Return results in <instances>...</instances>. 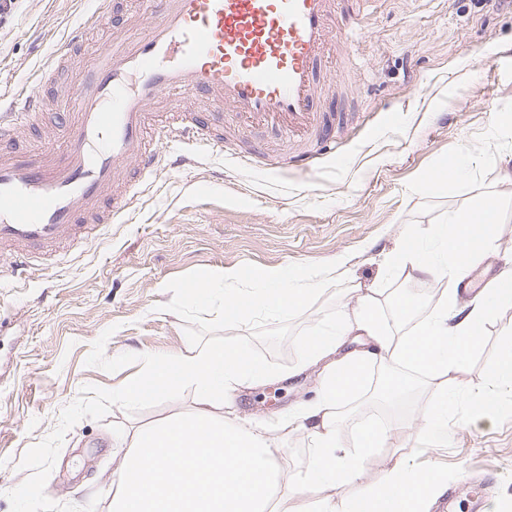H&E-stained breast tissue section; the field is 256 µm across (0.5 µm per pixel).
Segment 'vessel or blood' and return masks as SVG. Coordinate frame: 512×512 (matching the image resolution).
Listing matches in <instances>:
<instances>
[{"label": "vessel or blood", "mask_w": 512, "mask_h": 512, "mask_svg": "<svg viewBox=\"0 0 512 512\" xmlns=\"http://www.w3.org/2000/svg\"><path fill=\"white\" fill-rule=\"evenodd\" d=\"M147 30L106 42L54 114L63 147L20 151L16 129L37 122L43 102L23 90L0 109V254L26 267L55 253L85 224H109L127 210L142 179L161 165L149 131L215 148L232 112L244 125L271 124L282 137L315 142L294 163L333 153L328 119L316 106L332 76L324 59L342 30L336 0H137ZM207 90L212 108L181 105ZM167 102L154 127L152 112Z\"/></svg>", "instance_id": "b4317fda"}]
</instances>
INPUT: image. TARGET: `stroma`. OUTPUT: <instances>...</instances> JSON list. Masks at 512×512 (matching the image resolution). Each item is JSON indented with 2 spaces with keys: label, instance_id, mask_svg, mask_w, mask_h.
<instances>
[{
  "label": "stroma",
  "instance_id": "stroma-1",
  "mask_svg": "<svg viewBox=\"0 0 512 512\" xmlns=\"http://www.w3.org/2000/svg\"><path fill=\"white\" fill-rule=\"evenodd\" d=\"M338 22L354 39L332 45L339 81H327L321 111L335 113L336 153L301 169L293 148L270 129H240L225 115L220 151L189 153L161 167L115 223L90 239L65 244L55 260L17 272L0 261V512H108L107 492L124 450L123 434L188 413L187 384L134 402L113 395L145 371V358L184 348L185 323L165 306L166 284L196 269L285 267L343 259L322 303L297 318L314 324L325 302L356 304L355 284L378 290L383 313L406 287L384 258L404 229L429 240L474 187L496 195L502 219L483 259L491 275L512 270V6L496 0H340ZM125 0L100 13L99 0H9L0 10V97L37 89L45 108L71 90L97 44L144 28ZM51 80L39 70L73 35ZM454 172H447V161ZM437 180L426 183L428 175ZM512 332V308L483 329L479 348L451 387L458 401L497 358ZM279 358L286 372L241 390L238 423L279 433L298 402L314 398L319 367L295 363L291 343ZM374 382L341 407L343 442L382 416L386 437L367 465L377 480L397 460L442 472L448 512H512V405L489 424L461 423L447 440L419 448L429 389L396 399L378 395L389 372L371 362Z\"/></svg>",
  "mask_w": 512,
  "mask_h": 512
}]
</instances>
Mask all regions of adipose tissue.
<instances>
[{"label": "adipose tissue", "instance_id": "1", "mask_svg": "<svg viewBox=\"0 0 512 512\" xmlns=\"http://www.w3.org/2000/svg\"><path fill=\"white\" fill-rule=\"evenodd\" d=\"M499 209L495 197L480 196L474 205L449 213L436 233L435 250L408 231L387 254L388 273L407 281L437 276L453 283L409 333L392 332L368 288L335 323L300 340L304 362L321 365L322 377L317 400L300 405L283 421L284 428L303 430L311 440V466L288 486L279 482L276 439L232 423L221 412L239 388L267 378L266 368L230 343L207 349L191 343L168 357L147 358L145 377L119 390L118 400H142L191 384L196 403L188 416L138 430L130 438L111 512H291L289 499L317 483L356 489L352 497L325 500L318 512H427V502L445 487L442 474L398 461L379 481H366V461L384 437L373 425L362 428L357 448L344 447L339 408L369 381V356L354 351L339 357L335 351L341 338L353 332L371 337L392 370L381 384L388 397L411 389L409 371L422 372L431 401L429 430L421 439L429 441L434 433L447 438L448 417L455 410L448 382L477 348L485 324L512 308V288L495 284L465 303L456 289L492 244ZM511 396L512 336L476 386L466 421L491 420Z\"/></svg>", "mask_w": 512, "mask_h": 512}]
</instances>
